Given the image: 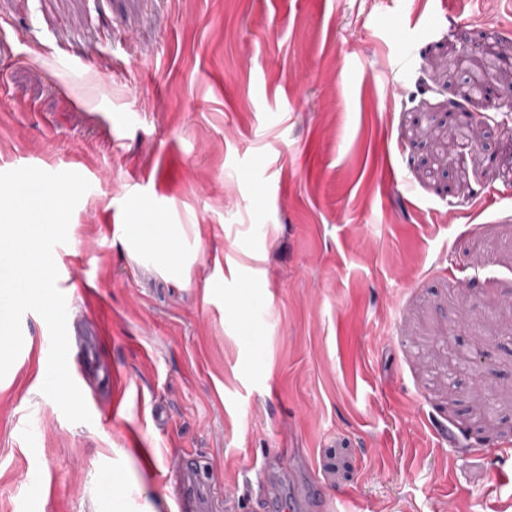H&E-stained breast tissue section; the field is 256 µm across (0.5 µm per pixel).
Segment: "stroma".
Instances as JSON below:
<instances>
[{
    "label": "stroma",
    "instance_id": "35a3bbf8",
    "mask_svg": "<svg viewBox=\"0 0 512 512\" xmlns=\"http://www.w3.org/2000/svg\"><path fill=\"white\" fill-rule=\"evenodd\" d=\"M512 0H0V172L73 171L91 420L0 379V512H512V112L449 165ZM142 227L132 236L131 225ZM176 493L178 512H215L217 499L205 467L197 459H187L174 474L165 475Z\"/></svg>",
    "mask_w": 512,
    "mask_h": 512
}]
</instances>
